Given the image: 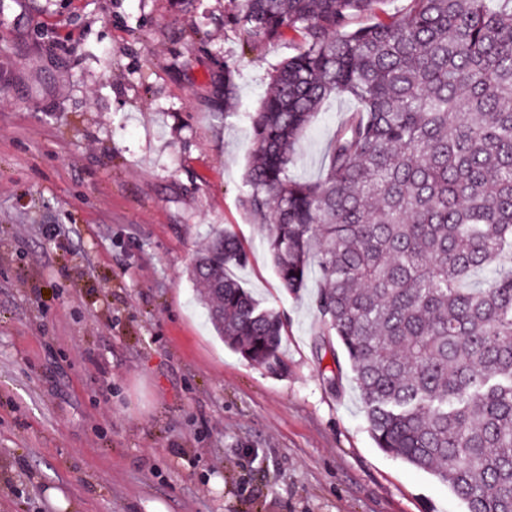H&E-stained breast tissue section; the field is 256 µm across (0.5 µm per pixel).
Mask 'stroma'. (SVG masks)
I'll return each mask as SVG.
<instances>
[{
    "mask_svg": "<svg viewBox=\"0 0 512 512\" xmlns=\"http://www.w3.org/2000/svg\"><path fill=\"white\" fill-rule=\"evenodd\" d=\"M235 0H0V512H466L377 448L317 278L288 294L242 209L251 129L299 39ZM236 100L224 108V72ZM355 101L302 145L316 178ZM285 324L273 372L216 336L188 271L217 229Z\"/></svg>",
    "mask_w": 512,
    "mask_h": 512,
    "instance_id": "1",
    "label": "stroma"
}]
</instances>
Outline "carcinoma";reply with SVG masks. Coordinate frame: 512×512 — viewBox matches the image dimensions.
Returning <instances> with one entry per match:
<instances>
[{"mask_svg":"<svg viewBox=\"0 0 512 512\" xmlns=\"http://www.w3.org/2000/svg\"><path fill=\"white\" fill-rule=\"evenodd\" d=\"M238 0L251 39L301 37L252 113L241 203L266 226L282 288L320 282L379 448L467 512H512V0ZM374 17L363 24L360 19ZM357 101L320 176L295 174L322 105ZM218 230L190 270L209 322L246 361L284 367L281 315L228 275Z\"/></svg>","mask_w":512,"mask_h":512,"instance_id":"obj_1","label":"carcinoma"}]
</instances>
